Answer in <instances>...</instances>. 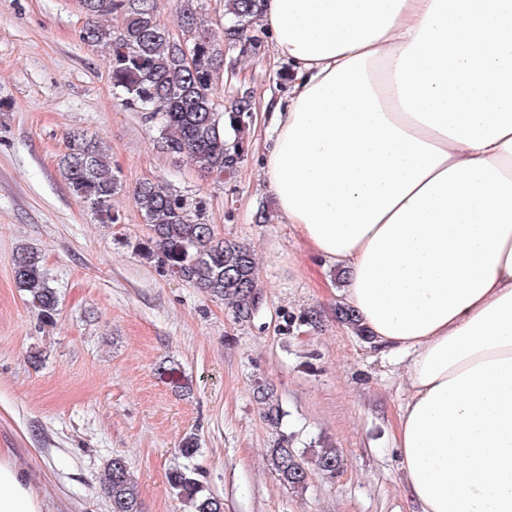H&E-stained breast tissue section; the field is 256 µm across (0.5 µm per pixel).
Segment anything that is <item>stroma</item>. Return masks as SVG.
<instances>
[{
	"mask_svg": "<svg viewBox=\"0 0 512 512\" xmlns=\"http://www.w3.org/2000/svg\"><path fill=\"white\" fill-rule=\"evenodd\" d=\"M84 22L80 0H0V454L30 474L44 512H111L100 474L115 455L142 512H185L169 475L187 462L224 512H411L394 444L407 360L337 321L338 268L275 217L263 187L265 99L288 93L269 34L257 24L255 49H224L218 95L250 94L253 121L242 163L219 183L157 148V122L117 98L106 50L80 38ZM72 132L108 149L121 223L97 222L70 193L58 162ZM146 179L203 198L217 235L253 249L250 321L147 258L132 197ZM261 208L268 223L255 221ZM22 246L58 291L54 323L16 285ZM309 312L317 326L302 322ZM162 366L178 368L179 384L160 378ZM259 383L286 412L290 447L308 462L335 449L336 475L311 472L299 493L279 482L265 459L276 432L254 400ZM190 435L198 451L188 461Z\"/></svg>",
	"mask_w": 512,
	"mask_h": 512,
	"instance_id": "35a3bbf8",
	"label": "stroma"
}]
</instances>
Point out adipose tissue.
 <instances>
[{
  "label": "adipose tissue",
  "instance_id": "adipose-tissue-1",
  "mask_svg": "<svg viewBox=\"0 0 512 512\" xmlns=\"http://www.w3.org/2000/svg\"><path fill=\"white\" fill-rule=\"evenodd\" d=\"M287 60L263 178L407 356L415 512H512V0H262ZM0 512H41L0 457Z\"/></svg>",
  "mask_w": 512,
  "mask_h": 512
}]
</instances>
